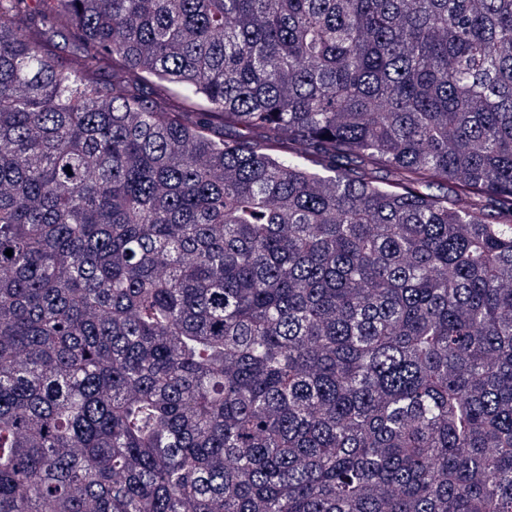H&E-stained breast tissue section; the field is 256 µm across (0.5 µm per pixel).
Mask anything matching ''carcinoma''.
<instances>
[{
  "instance_id": "carcinoma-1",
  "label": "carcinoma",
  "mask_w": 512,
  "mask_h": 512,
  "mask_svg": "<svg viewBox=\"0 0 512 512\" xmlns=\"http://www.w3.org/2000/svg\"><path fill=\"white\" fill-rule=\"evenodd\" d=\"M0 512H512V0H0Z\"/></svg>"
}]
</instances>
